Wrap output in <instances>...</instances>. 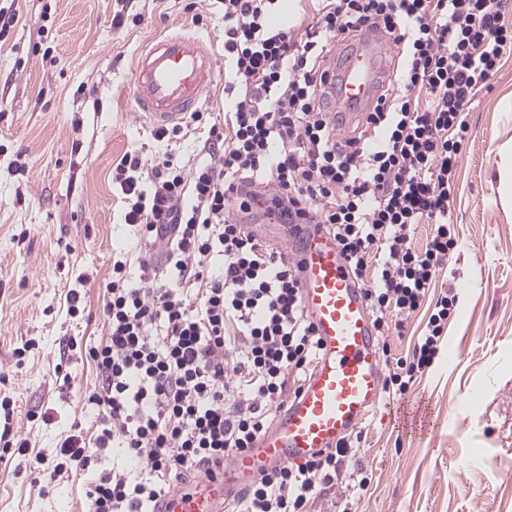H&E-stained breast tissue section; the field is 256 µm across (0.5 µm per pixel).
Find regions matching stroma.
<instances>
[{
	"label": "stroma",
	"instance_id": "obj_1",
	"mask_svg": "<svg viewBox=\"0 0 512 512\" xmlns=\"http://www.w3.org/2000/svg\"><path fill=\"white\" fill-rule=\"evenodd\" d=\"M14 13L0 37V428L55 459L64 439L92 441L99 384L91 347L104 344L115 261L138 273L140 245L121 220L112 169L206 160V131L159 142L141 118L131 73L139 51L180 27L208 38L224 70L218 0H0ZM124 11V27L112 25ZM512 55L466 119L455 178L450 262L461 277L440 354L404 399L360 424L358 463L370 484L322 491L311 512H512V207L499 190V151L512 144ZM78 290V313L66 296ZM91 473L50 479L19 454L0 459V512H84Z\"/></svg>",
	"mask_w": 512,
	"mask_h": 512
}]
</instances>
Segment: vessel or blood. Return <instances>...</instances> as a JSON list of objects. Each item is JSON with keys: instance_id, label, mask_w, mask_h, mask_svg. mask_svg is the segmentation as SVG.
<instances>
[{"instance_id": "b4317fda", "label": "vessel or blood", "mask_w": 512, "mask_h": 512, "mask_svg": "<svg viewBox=\"0 0 512 512\" xmlns=\"http://www.w3.org/2000/svg\"><path fill=\"white\" fill-rule=\"evenodd\" d=\"M387 74L382 50L356 48L341 54L331 80L356 117L372 107ZM214 82L211 47L174 31L140 55L133 95L139 112L163 127L194 110ZM299 234L301 245L292 255L301 264L302 304L321 341L311 373L252 448L226 461L220 472L176 487L159 512H226L239 490L262 473L335 447L380 404L383 364L363 286L332 237L308 225Z\"/></svg>"}]
</instances>
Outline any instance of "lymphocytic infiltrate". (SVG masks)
I'll use <instances>...</instances> for the list:
<instances>
[{
  "label": "lymphocytic infiltrate",
  "mask_w": 512,
  "mask_h": 512,
  "mask_svg": "<svg viewBox=\"0 0 512 512\" xmlns=\"http://www.w3.org/2000/svg\"><path fill=\"white\" fill-rule=\"evenodd\" d=\"M277 0H223V127L208 162L145 165L123 155L112 182L123 222L163 260L132 276L112 265L109 336L89 355L101 377L89 404L94 447L72 434L51 476L92 473L86 512H154L172 483L222 467L253 447L283 402L290 376L313 365L319 341L303 313L300 266L230 210H264L334 238L365 296L382 354L391 330L423 306L456 250L453 188L469 139L466 114L512 51V0H317L303 32L273 24ZM389 40L403 62L375 105L343 131L328 103L332 51L365 36ZM429 225L415 246L418 225ZM458 302L440 292L424 331L384 390L405 395L439 355ZM360 434L298 464L263 473L235 512H308L336 486ZM119 463L105 466L108 455Z\"/></svg>",
  "instance_id": "lymphocytic-infiltrate-1"
}]
</instances>
